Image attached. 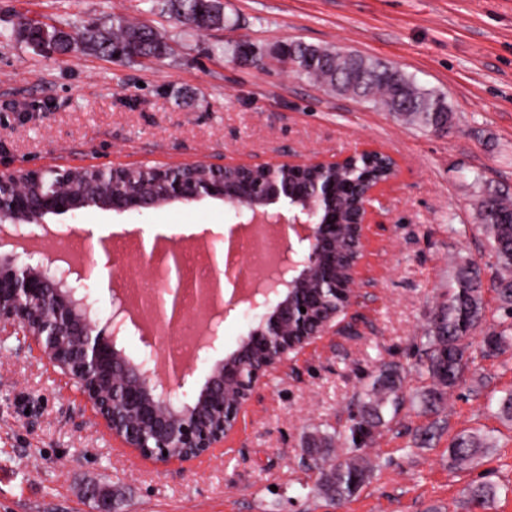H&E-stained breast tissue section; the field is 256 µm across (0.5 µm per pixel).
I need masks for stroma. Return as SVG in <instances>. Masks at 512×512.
<instances>
[{"label": "stroma", "instance_id": "35a3bbf8", "mask_svg": "<svg viewBox=\"0 0 512 512\" xmlns=\"http://www.w3.org/2000/svg\"><path fill=\"white\" fill-rule=\"evenodd\" d=\"M223 3V28L198 33L171 18L165 0H0V166H221L381 150L396 175L369 228L357 298L339 317L357 333L291 354L243 409L223 454L183 466L118 447L35 346L0 340V512H332L304 448L316 436L329 455L341 453L349 409L387 366L399 370L406 401L360 449L373 469L345 512H470L478 483L495 489L484 512H512V421L497 405L512 390V347L476 359L430 412L432 381L420 369L456 263L478 262L486 281L497 273L473 201L484 190L512 196V0ZM26 19L73 29L140 22L168 51L130 61L80 49L41 56L15 35ZM288 40L391 62L447 97L453 127L438 136L294 76L275 60ZM242 43L264 67L237 52ZM235 221L229 205L204 199L122 214L93 207L49 228L104 229L119 246L117 272L136 281L148 270L129 243L144 227L167 244ZM472 433L485 449L449 468V443Z\"/></svg>", "mask_w": 512, "mask_h": 512}]
</instances>
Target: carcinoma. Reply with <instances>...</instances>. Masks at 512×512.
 <instances>
[{"label":"carcinoma","mask_w":512,"mask_h":512,"mask_svg":"<svg viewBox=\"0 0 512 512\" xmlns=\"http://www.w3.org/2000/svg\"><path fill=\"white\" fill-rule=\"evenodd\" d=\"M168 10L190 29H209L211 5L206 0H167ZM47 34L54 50L65 54L71 49L72 34L55 25H33L30 37ZM83 49L103 57H159L167 45L147 24H130L120 19L108 27L87 25L79 33ZM292 64L291 72L304 76L329 91L382 106L396 117L422 129L436 132L453 123V112L446 97L420 86L415 77L376 58L335 47H322L292 40L280 46ZM393 162L358 160L336 172L307 168L304 177L319 181L336 180V213L340 226L336 231V252H353L354 238L350 224L358 211L364 188L391 175ZM479 229L496 259L501 275L492 288L500 299V310L512 319V201L498 192L484 191L475 200ZM484 284L481 270L473 261L457 264L448 282V297L431 319L425 343L426 373L437 386L431 400L442 397L443 390L455 387L475 357L469 353V338L485 317ZM512 346V326L482 336L477 355L495 357ZM404 403L401 378L391 367L380 371L371 388L358 395L349 425L339 438L358 448L373 437L380 426L388 425L384 409L398 412ZM485 439L477 434L459 436L448 446L451 466L471 462L483 449ZM330 473L321 478L320 490L331 501L352 496L368 478L371 465L359 457H347L329 465ZM494 496L490 486L479 485L470 491L474 509L486 507Z\"/></svg>","instance_id":"obj_1"}]
</instances>
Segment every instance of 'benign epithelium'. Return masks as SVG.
Masks as SVG:
<instances>
[{
  "mask_svg": "<svg viewBox=\"0 0 512 512\" xmlns=\"http://www.w3.org/2000/svg\"><path fill=\"white\" fill-rule=\"evenodd\" d=\"M376 151L357 148L318 161L321 169H336L361 155ZM304 163L295 160L261 165L193 164L181 167L187 178L166 179L170 167H74L14 170L0 168V224L12 227L9 236L19 244L26 237L20 226L45 227L46 219L98 207L125 212L189 203L205 198L235 208L240 224H272L282 249L270 265L263 288L235 289L230 301L211 304L218 320L198 341L197 351L216 349L220 319L248 304L250 321L238 348L212 364L209 375L184 402L189 368L182 364L172 375L159 371L157 340L143 331L132 315L126 291L109 288L111 310L106 320L92 317L96 300L89 293L76 297L93 270L73 265L38 249L0 254V335L24 337L39 351L44 365L57 368L76 387L112 439L143 459L160 465L182 464L204 455L224 452V441L234 431L239 415L256 391L276 374L289 354L305 348L320 336L341 329L336 312L321 314L336 295V212L331 200L336 182L309 188L287 178L257 184L259 171H283ZM241 175L234 189L224 184V172ZM152 177L163 186L147 195L122 183L134 175ZM377 183L363 196L353 226L364 239L380 202ZM176 284L166 279L164 293L182 297L184 256L170 246ZM306 312H301V309ZM135 328L143 347L136 360L118 340ZM181 448V454L168 452Z\"/></svg>",
  "mask_w": 512,
  "mask_h": 512,
  "instance_id": "1",
  "label": "benign epithelium"
}]
</instances>
